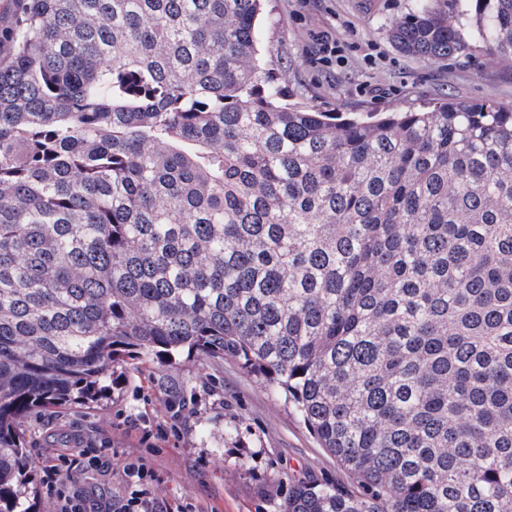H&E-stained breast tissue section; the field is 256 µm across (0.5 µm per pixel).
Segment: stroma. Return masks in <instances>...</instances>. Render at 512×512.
Listing matches in <instances>:
<instances>
[{
  "instance_id": "35a3bbf8",
  "label": "stroma",
  "mask_w": 512,
  "mask_h": 512,
  "mask_svg": "<svg viewBox=\"0 0 512 512\" xmlns=\"http://www.w3.org/2000/svg\"><path fill=\"white\" fill-rule=\"evenodd\" d=\"M422 6L451 16L460 9L458 0H267L257 31L262 70L277 77L289 103L339 117L419 111L447 100L512 107V63L478 40L451 59L411 56L394 46L392 27ZM327 39L344 45L343 63L321 61ZM371 44L381 54L373 64L365 58ZM120 372L118 386L100 403L28 416L26 446L39 465L54 461L73 434L110 440L111 471L82 486L121 498L124 460L143 451L138 432L114 427L116 416L153 425L168 419L169 402L181 400L190 411L183 440L143 453L159 477L155 491L169 505L278 512L291 486L352 484L279 395L231 357L184 352L172 365Z\"/></svg>"
}]
</instances>
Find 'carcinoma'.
<instances>
[{
  "label": "carcinoma",
  "instance_id": "1",
  "mask_svg": "<svg viewBox=\"0 0 512 512\" xmlns=\"http://www.w3.org/2000/svg\"><path fill=\"white\" fill-rule=\"evenodd\" d=\"M265 0H17L0 52V512L20 424L230 355L355 482L280 512H512V108L336 119L259 74ZM512 61V0H473ZM408 55L459 22H398Z\"/></svg>",
  "mask_w": 512,
  "mask_h": 512
}]
</instances>
